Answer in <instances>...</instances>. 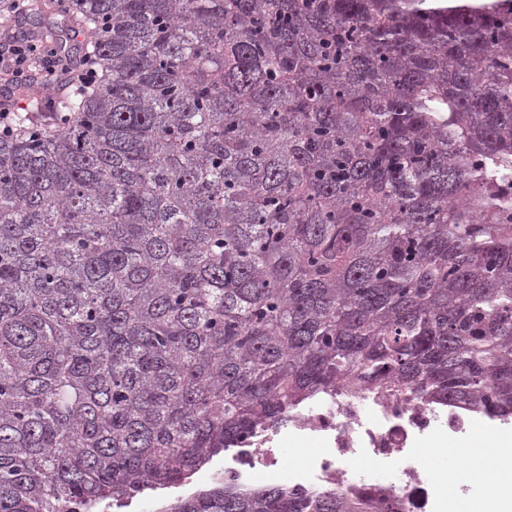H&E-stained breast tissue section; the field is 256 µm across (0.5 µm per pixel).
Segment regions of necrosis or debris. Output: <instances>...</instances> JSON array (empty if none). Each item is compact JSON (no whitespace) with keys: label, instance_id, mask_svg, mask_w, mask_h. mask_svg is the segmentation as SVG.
Masks as SVG:
<instances>
[{"label":"necrosis or debris","instance_id":"4bbe7bcc","mask_svg":"<svg viewBox=\"0 0 512 512\" xmlns=\"http://www.w3.org/2000/svg\"><path fill=\"white\" fill-rule=\"evenodd\" d=\"M469 408L445 401L410 402L400 395L348 381L298 409L287 431L241 440L209 469L210 482L241 486L257 473L284 471L299 495L337 490L375 502L395 498L402 512H443L445 497L429 471L436 448L477 426ZM300 448L284 463L283 444ZM310 452H303V445Z\"/></svg>","mask_w":512,"mask_h":512}]
</instances>
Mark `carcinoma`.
Listing matches in <instances>:
<instances>
[{
  "label": "carcinoma",
  "instance_id": "cac0c4a2",
  "mask_svg": "<svg viewBox=\"0 0 512 512\" xmlns=\"http://www.w3.org/2000/svg\"><path fill=\"white\" fill-rule=\"evenodd\" d=\"M0 512L162 490L343 381L512 421V0H0ZM226 483L168 512H363Z\"/></svg>",
  "mask_w": 512,
  "mask_h": 512
}]
</instances>
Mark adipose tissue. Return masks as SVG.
<instances>
[{"label":"adipose tissue","instance_id":"1","mask_svg":"<svg viewBox=\"0 0 512 512\" xmlns=\"http://www.w3.org/2000/svg\"><path fill=\"white\" fill-rule=\"evenodd\" d=\"M498 468L489 472L482 466L476 446L465 443L454 447L456 457L463 461L462 469L450 471L435 469L434 478L448 490L451 512H512V435L495 439ZM462 483H480L487 487V495L479 502L460 496L456 488Z\"/></svg>","mask_w":512,"mask_h":512}]
</instances>
